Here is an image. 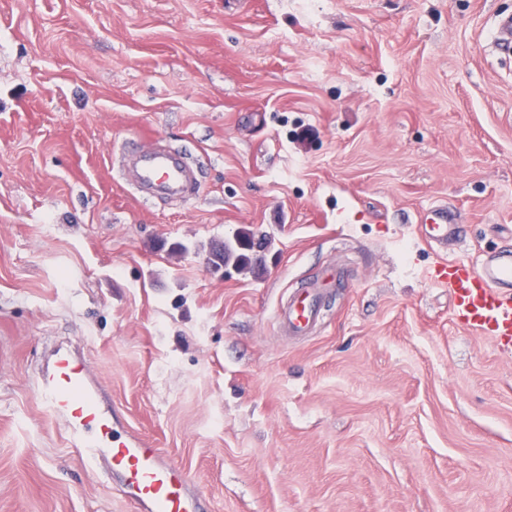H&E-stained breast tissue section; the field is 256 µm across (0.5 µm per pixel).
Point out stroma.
<instances>
[{"label": "stroma", "instance_id": "35a3bbf8", "mask_svg": "<svg viewBox=\"0 0 512 512\" xmlns=\"http://www.w3.org/2000/svg\"><path fill=\"white\" fill-rule=\"evenodd\" d=\"M512 0H0V512H133L32 380L70 346L209 512H512V354L426 271L512 249ZM129 141L198 192L143 196ZM454 206L440 253L412 215ZM271 236L255 270L216 242ZM186 245L168 254L161 243ZM344 268L307 336L277 311Z\"/></svg>", "mask_w": 512, "mask_h": 512}]
</instances>
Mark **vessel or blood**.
<instances>
[{
    "label": "vessel or blood",
    "instance_id": "obj_1",
    "mask_svg": "<svg viewBox=\"0 0 512 512\" xmlns=\"http://www.w3.org/2000/svg\"><path fill=\"white\" fill-rule=\"evenodd\" d=\"M128 173L141 193L163 200L186 197L198 182L185 158L163 147L133 151ZM464 229L458 211L445 204L429 207L417 224L428 245L441 248L459 240ZM341 277L337 270H326L321 287L289 297L278 312L289 335L305 336L314 329L324 288ZM428 277L447 288L457 327L491 337L503 351L512 352V251L478 268L444 261ZM33 385L50 416L63 421L71 446L110 471L118 492L137 512H204L203 495L184 469L153 441L125 429L118 408L107 402L102 386L68 347L53 351Z\"/></svg>",
    "mask_w": 512,
    "mask_h": 512
}]
</instances>
